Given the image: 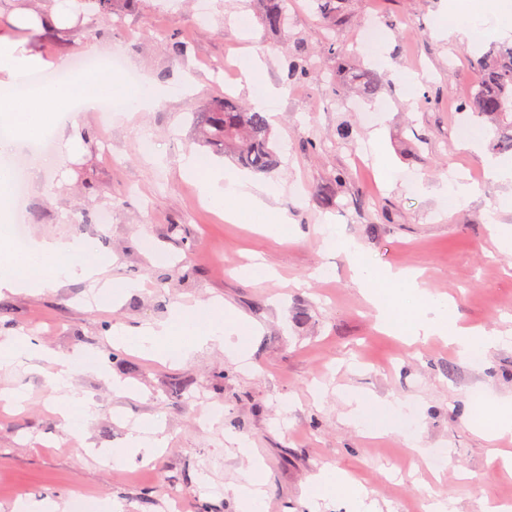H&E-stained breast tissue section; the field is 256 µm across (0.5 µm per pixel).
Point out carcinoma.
Masks as SVG:
<instances>
[{"instance_id":"carcinoma-1","label":"carcinoma","mask_w":512,"mask_h":512,"mask_svg":"<svg viewBox=\"0 0 512 512\" xmlns=\"http://www.w3.org/2000/svg\"><path fill=\"white\" fill-rule=\"evenodd\" d=\"M288 0H261L260 21L271 33H285ZM339 0H313L316 13L324 20L341 12ZM477 89L464 107L487 118L498 127L493 147L512 152V45H493L475 62ZM312 66L295 52L288 56V76L293 82L306 80ZM354 88L364 94L375 91L380 76L360 69L351 76ZM197 143L218 156H228L241 168L269 173L278 163L277 141L264 112L252 111L229 95L212 100L208 110L193 113Z\"/></svg>"}]
</instances>
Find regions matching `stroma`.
Returning <instances> with one entry per match:
<instances>
[{
	"instance_id": "35a3bbf8",
	"label": "stroma",
	"mask_w": 512,
	"mask_h": 512,
	"mask_svg": "<svg viewBox=\"0 0 512 512\" xmlns=\"http://www.w3.org/2000/svg\"><path fill=\"white\" fill-rule=\"evenodd\" d=\"M197 2L116 0L110 17L81 10L73 27L43 40L45 56L65 63L113 45L126 67L117 81L131 72L167 92L129 120L77 113L50 133L55 144L77 138L76 157L55 151L39 170H17L29 239L87 242L91 258H111L105 277L122 288L98 298L85 283L65 280L0 296V336H27L101 363L74 377L95 403L80 441L54 410L45 362L0 370V390L27 396L19 411L0 400V512L26 497L81 496L114 512H168L172 489L180 512H235L228 489L254 461L267 512H346L341 497L314 501L305 493L325 466L368 488L380 512H430L448 497L456 512L512 504V472L491 459L492 449L512 451V434L491 438L469 416L478 397L512 402V344L473 363L442 338L409 346L381 332L345 249L357 244L376 271L420 270L432 294L453 299L459 325L512 329V252L494 243L485 220L494 211L512 225V207L503 204L512 182L496 181L485 166L494 126L461 108L473 90V59L488 42L436 35L452 19V0H353L333 28L311 0H288L284 36L264 29L256 0H207L203 14ZM174 28L188 46L178 63L166 48ZM329 40L335 53L325 48ZM289 42L314 65L304 82L288 78ZM243 54L260 59L258 84L276 92L270 122L280 165L254 180L281 189L270 205L291 221L284 238L260 232L262 216L253 211L225 221L180 170L182 155L205 153L188 113L224 93L250 102L253 87L235 71ZM361 67L382 77L373 96L347 91ZM407 70L419 88L402 80ZM342 127L350 138L339 137ZM473 132L483 135L479 148L461 149L462 135ZM309 139L316 149L304 148ZM146 140L153 153L144 152ZM454 172L474 186L458 209L441 192ZM338 175L343 186L320 207L318 190ZM331 226L342 241L334 249L324 242ZM146 238L153 251L143 249ZM159 252L166 261L156 260ZM257 258L276 278L247 274ZM180 304L250 322L245 358L209 344L163 364L113 341V328L136 334ZM116 378L127 392H113ZM351 394L407 409L383 431L377 414L351 418ZM201 395L224 407L208 427L196 419ZM146 417L163 423L154 459L125 467L98 461L94 449L121 447ZM237 438L251 457L237 454Z\"/></svg>"
}]
</instances>
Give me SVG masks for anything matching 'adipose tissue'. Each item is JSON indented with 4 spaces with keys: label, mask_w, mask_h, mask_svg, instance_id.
<instances>
[{
    "label": "adipose tissue",
    "mask_w": 512,
    "mask_h": 512,
    "mask_svg": "<svg viewBox=\"0 0 512 512\" xmlns=\"http://www.w3.org/2000/svg\"><path fill=\"white\" fill-rule=\"evenodd\" d=\"M74 2L46 0L36 8L14 9L15 33H0V293L32 292L65 277L87 282L95 288L109 265L105 259L96 262L86 259L85 245L77 240L43 239L24 248L15 244L10 230L16 221L11 205L14 173L7 164L10 154L37 142L51 126L71 114L98 110L102 102L113 96L125 97L126 112L131 115L156 103L165 93L164 87L147 82L136 87L120 86L103 70L73 75L48 87H22V79L31 72L53 67V60L41 51V40L50 27L66 25V8ZM181 170L184 175L197 178L202 198L222 210L226 220H236L240 207L244 206L263 214L268 232L281 234V226L287 223L288 216L266 203L267 198L279 196V188L257 185L241 172L211 163L201 164L193 154L183 156ZM347 252L359 271L363 294L374 305L377 323L383 331L406 337L412 343L444 336L465 354L479 347L488 349L504 343L500 333L449 328L453 317L450 303L422 288L417 272L400 269L377 273L365 266L356 245H349ZM402 290L417 295L420 302L411 314L397 316L392 312V302ZM251 330V325L243 319L207 320L196 308L182 306L174 311L170 324L142 328L133 342L156 358L168 360L186 356L188 349L178 339L193 336L198 344H216L228 355L238 357ZM40 357L52 366L49 376L53 387L60 392L58 412L64 429L72 434L84 431L93 417L94 403L71 383L74 359L48 348L42 350ZM161 432L158 420L146 419L129 433L125 447L106 451L105 456L117 464L147 461L163 445ZM328 493L344 498L352 512H376L368 490L333 467L321 469L308 486L309 497Z\"/></svg>",
    "instance_id": "1"
}]
</instances>
